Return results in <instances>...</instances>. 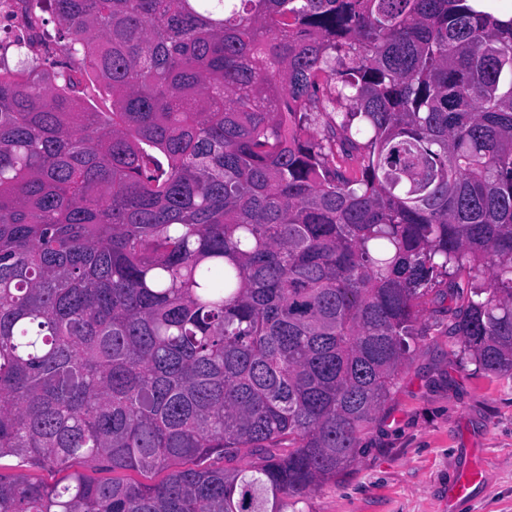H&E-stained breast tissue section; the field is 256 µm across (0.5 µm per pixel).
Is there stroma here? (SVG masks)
<instances>
[{
    "mask_svg": "<svg viewBox=\"0 0 512 512\" xmlns=\"http://www.w3.org/2000/svg\"><path fill=\"white\" fill-rule=\"evenodd\" d=\"M362 445L301 512H512V378L477 373L446 327L420 338ZM473 463L480 480L449 500Z\"/></svg>",
    "mask_w": 512,
    "mask_h": 512,
    "instance_id": "stroma-1",
    "label": "stroma"
}]
</instances>
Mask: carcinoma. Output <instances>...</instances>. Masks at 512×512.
<instances>
[{
    "label": "carcinoma",
    "instance_id": "1",
    "mask_svg": "<svg viewBox=\"0 0 512 512\" xmlns=\"http://www.w3.org/2000/svg\"><path fill=\"white\" fill-rule=\"evenodd\" d=\"M22 2L60 35L0 67V459L167 475L0 474V512H298L428 303L512 378V19Z\"/></svg>",
    "mask_w": 512,
    "mask_h": 512
}]
</instances>
